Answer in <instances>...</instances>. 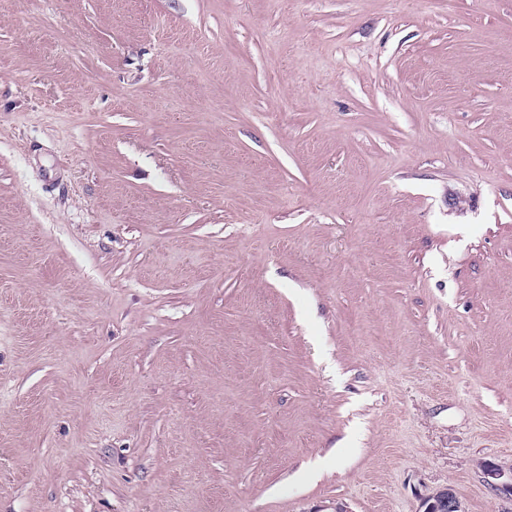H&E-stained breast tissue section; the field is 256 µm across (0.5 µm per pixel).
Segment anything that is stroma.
Listing matches in <instances>:
<instances>
[{
    "mask_svg": "<svg viewBox=\"0 0 512 512\" xmlns=\"http://www.w3.org/2000/svg\"><path fill=\"white\" fill-rule=\"evenodd\" d=\"M512 0H0V512H512ZM487 486L495 492H508L512 496V469L504 470L492 465H484ZM421 512H461L462 504L451 489L443 487L425 496Z\"/></svg>",
    "mask_w": 512,
    "mask_h": 512,
    "instance_id": "obj_1",
    "label": "stroma"
}]
</instances>
